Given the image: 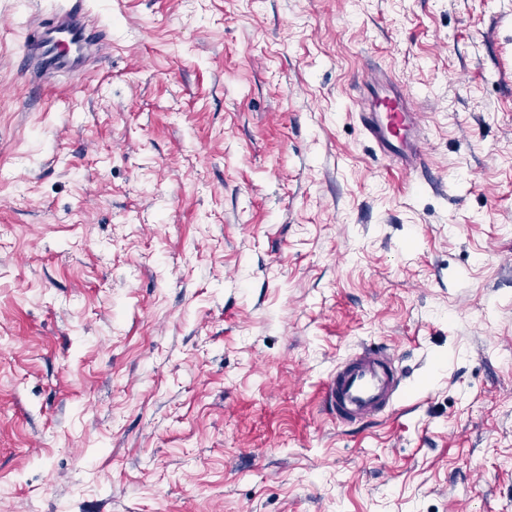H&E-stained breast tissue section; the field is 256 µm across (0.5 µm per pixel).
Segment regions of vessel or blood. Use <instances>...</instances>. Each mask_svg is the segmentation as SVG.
I'll return each mask as SVG.
<instances>
[{
	"label": "vessel or blood",
	"instance_id": "1",
	"mask_svg": "<svg viewBox=\"0 0 512 512\" xmlns=\"http://www.w3.org/2000/svg\"><path fill=\"white\" fill-rule=\"evenodd\" d=\"M112 44V31L95 23L83 0H60L49 15H32L21 45L23 61L43 78H74L96 68ZM369 95L354 102L363 136L405 173L427 166L420 111L404 88L381 71L367 73ZM402 386L396 356L386 347L361 345L326 379L324 403L342 424L361 423L392 410Z\"/></svg>",
	"mask_w": 512,
	"mask_h": 512
}]
</instances>
